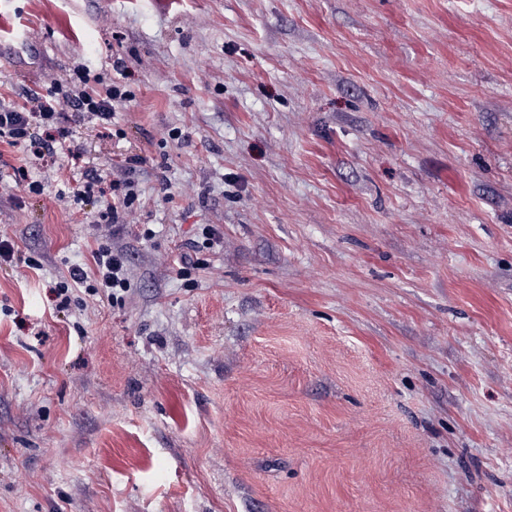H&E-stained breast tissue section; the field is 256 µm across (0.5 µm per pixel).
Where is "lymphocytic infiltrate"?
<instances>
[{"mask_svg":"<svg viewBox=\"0 0 512 512\" xmlns=\"http://www.w3.org/2000/svg\"><path fill=\"white\" fill-rule=\"evenodd\" d=\"M112 69L117 78L109 84L80 67L73 74L51 80L45 91L24 93L23 104L0 103V138L38 159L55 158L63 144L67 145L69 155L80 156L79 146L69 141L70 131L61 121L59 106L68 103L75 117L91 118L100 125L111 124L117 105L132 99L131 92L120 79L124 72L121 62H113ZM106 196L112 199V222L105 225L103 232L110 237L122 230L126 216L133 210L138 198L133 182L121 179L107 182L102 177H93L73 189L69 200L72 205L82 206ZM95 257V274H88L81 266L75 265L71 267L68 279L56 284L57 310H66L74 291L82 286L89 287L91 292L103 293L111 301L128 290L124 254L103 246Z\"/></svg>","mask_w":512,"mask_h":512,"instance_id":"1","label":"lymphocytic infiltrate"}]
</instances>
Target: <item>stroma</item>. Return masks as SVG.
Wrapping results in <instances>:
<instances>
[{"mask_svg":"<svg viewBox=\"0 0 512 512\" xmlns=\"http://www.w3.org/2000/svg\"><path fill=\"white\" fill-rule=\"evenodd\" d=\"M24 2L0 100L135 98L0 141V512H512V0ZM102 245L122 300L56 311ZM118 58L112 63V70L121 77L106 84L99 75H90L85 67H78L73 74L53 79L43 93L22 94V105L0 103V138L18 147L27 156L37 159L48 157L56 162L59 145H68V154L81 155L78 145H74L70 131L61 121L59 105L67 102L73 116L92 118L98 125H113L116 106L132 100L131 91L126 89L125 72ZM59 144V145H58ZM101 175L91 177L80 186L73 189L67 196L71 205L81 206L95 198H106L108 190L112 194V224H101L104 234L110 237L116 235L125 226V217L133 211V205L138 200V190L133 182L121 179H112L108 185Z\"/></svg>","mask_w":512,"mask_h":512,"instance_id":"1","label":"stroma"}]
</instances>
